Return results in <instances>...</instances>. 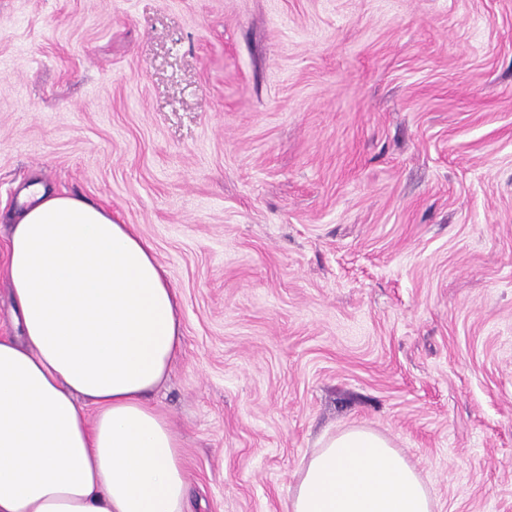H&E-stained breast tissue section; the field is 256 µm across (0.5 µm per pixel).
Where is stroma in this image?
Listing matches in <instances>:
<instances>
[{
  "instance_id": "obj_1",
  "label": "stroma",
  "mask_w": 512,
  "mask_h": 512,
  "mask_svg": "<svg viewBox=\"0 0 512 512\" xmlns=\"http://www.w3.org/2000/svg\"><path fill=\"white\" fill-rule=\"evenodd\" d=\"M36 179L177 291L191 512L352 424L512 512V0H0V267Z\"/></svg>"
}]
</instances>
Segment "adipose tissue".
Here are the masks:
<instances>
[{
    "label": "adipose tissue",
    "mask_w": 512,
    "mask_h": 512,
    "mask_svg": "<svg viewBox=\"0 0 512 512\" xmlns=\"http://www.w3.org/2000/svg\"><path fill=\"white\" fill-rule=\"evenodd\" d=\"M4 275L0 512H186L182 444L153 396L181 350L176 292L135 225L21 192ZM286 512H436L417 468L363 425L302 459Z\"/></svg>",
    "instance_id": "ef3b65f1"
}]
</instances>
